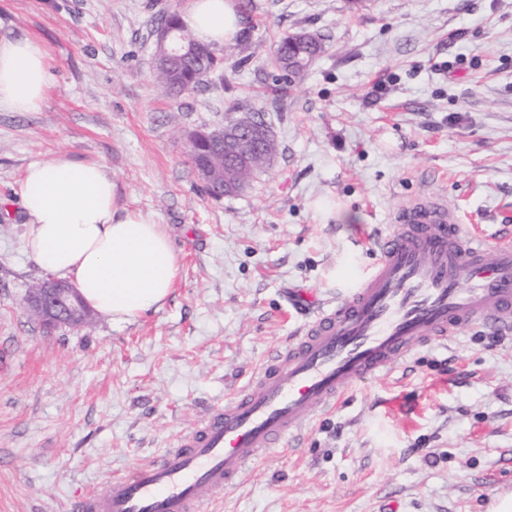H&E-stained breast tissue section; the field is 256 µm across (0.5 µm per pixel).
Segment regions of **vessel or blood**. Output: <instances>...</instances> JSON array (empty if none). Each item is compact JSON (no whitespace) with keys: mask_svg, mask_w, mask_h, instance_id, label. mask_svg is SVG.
Wrapping results in <instances>:
<instances>
[{"mask_svg":"<svg viewBox=\"0 0 512 512\" xmlns=\"http://www.w3.org/2000/svg\"><path fill=\"white\" fill-rule=\"evenodd\" d=\"M396 229L342 300L320 307L295 343L234 397L180 433L161 459L114 476L83 512H205L319 408L405 357L477 321L512 331V242L486 250L446 204L427 194L403 205Z\"/></svg>","mask_w":512,"mask_h":512,"instance_id":"obj_1","label":"vessel or blood"}]
</instances>
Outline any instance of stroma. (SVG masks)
I'll return each instance as SVG.
<instances>
[{
    "mask_svg": "<svg viewBox=\"0 0 512 512\" xmlns=\"http://www.w3.org/2000/svg\"><path fill=\"white\" fill-rule=\"evenodd\" d=\"M236 3L244 51L169 97L149 62L185 0H0V38L38 39L52 73L39 109L0 112V512H80L162 456L350 293L408 200L441 196L486 247L512 239V0ZM301 29L325 50L291 85L272 58ZM235 108L264 114L279 150L217 201L185 134ZM62 154L104 163L117 207L165 224L179 276L159 311L51 330L23 308L44 273L19 180ZM507 490L512 335L469 324L316 410L208 512H488Z\"/></svg>",
    "mask_w": 512,
    "mask_h": 512,
    "instance_id": "1",
    "label": "stroma"
}]
</instances>
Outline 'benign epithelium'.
Instances as JSON below:
<instances>
[{"instance_id": "7a95c632", "label": "benign epithelium", "mask_w": 512, "mask_h": 512, "mask_svg": "<svg viewBox=\"0 0 512 512\" xmlns=\"http://www.w3.org/2000/svg\"><path fill=\"white\" fill-rule=\"evenodd\" d=\"M157 39L163 50L164 63L188 59L197 50L195 44L188 41L175 26L161 29ZM264 136V127L257 120L249 124L226 125L213 130L197 129L189 132L186 138L191 147L197 143H206L214 152L223 154L224 160L248 165ZM25 304L49 329L60 326L77 328L86 324L93 316V311L74 288L54 278L46 280L40 287L30 292Z\"/></svg>"}]
</instances>
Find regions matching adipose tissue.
<instances>
[{
    "label": "adipose tissue",
    "instance_id": "adipose-tissue-1",
    "mask_svg": "<svg viewBox=\"0 0 512 512\" xmlns=\"http://www.w3.org/2000/svg\"><path fill=\"white\" fill-rule=\"evenodd\" d=\"M181 19L197 41L214 48L242 28L233 0H187ZM50 79L38 40L0 39V109H38ZM114 196L104 164L65 156L29 164L20 180L26 249L39 268L66 279L97 313L130 322L164 306L179 264L156 217L118 212Z\"/></svg>",
    "mask_w": 512,
    "mask_h": 512
}]
</instances>
